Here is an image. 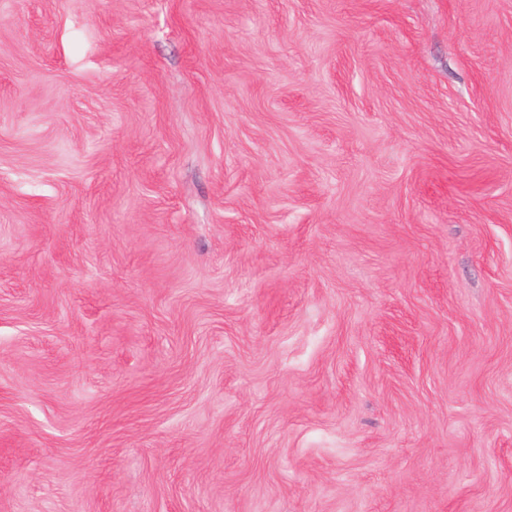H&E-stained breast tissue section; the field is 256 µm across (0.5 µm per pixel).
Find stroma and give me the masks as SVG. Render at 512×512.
Masks as SVG:
<instances>
[{"instance_id":"obj_1","label":"stroma","mask_w":512,"mask_h":512,"mask_svg":"<svg viewBox=\"0 0 512 512\" xmlns=\"http://www.w3.org/2000/svg\"><path fill=\"white\" fill-rule=\"evenodd\" d=\"M0 512H512V0H0Z\"/></svg>"}]
</instances>
